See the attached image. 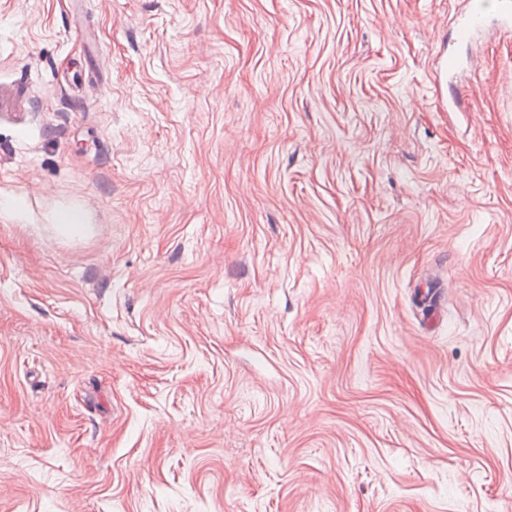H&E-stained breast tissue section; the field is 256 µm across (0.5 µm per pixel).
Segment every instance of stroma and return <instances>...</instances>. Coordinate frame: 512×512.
<instances>
[{"label":"stroma","instance_id":"obj_1","mask_svg":"<svg viewBox=\"0 0 512 512\" xmlns=\"http://www.w3.org/2000/svg\"><path fill=\"white\" fill-rule=\"evenodd\" d=\"M463 7L0 0V512H512V30ZM489 20H496L501 27L511 30L512 1L497 0L492 10L479 8L474 1H469L461 21L456 25L455 41L464 44L475 41L486 31Z\"/></svg>","mask_w":512,"mask_h":512}]
</instances>
